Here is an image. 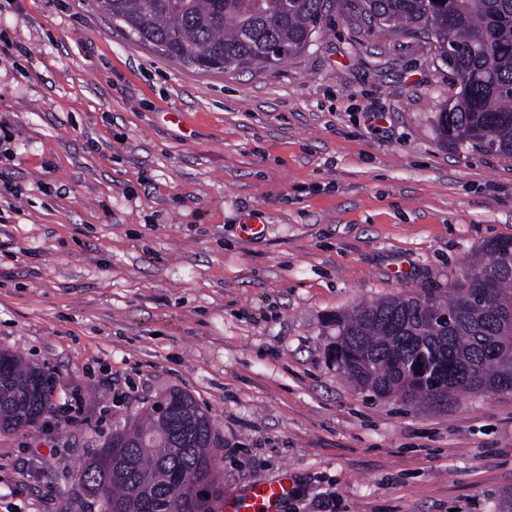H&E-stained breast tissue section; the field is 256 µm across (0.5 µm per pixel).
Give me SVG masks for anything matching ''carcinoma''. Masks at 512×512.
<instances>
[{
  "mask_svg": "<svg viewBox=\"0 0 512 512\" xmlns=\"http://www.w3.org/2000/svg\"><path fill=\"white\" fill-rule=\"evenodd\" d=\"M333 0H96L128 35L209 71L276 65L312 41ZM379 29L420 35L457 91L435 115L442 141L512 158V0H359ZM467 288L393 297L336 318L333 360L359 389L404 404L489 395L512 381V236L486 240ZM53 377L0 350V433L51 410ZM212 421L181 390L130 415L83 465L100 512H217L224 484ZM208 497H203V494Z\"/></svg>",
  "mask_w": 512,
  "mask_h": 512,
  "instance_id": "cac0c4a2",
  "label": "carcinoma"
}]
</instances>
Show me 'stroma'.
<instances>
[{"mask_svg": "<svg viewBox=\"0 0 512 512\" xmlns=\"http://www.w3.org/2000/svg\"><path fill=\"white\" fill-rule=\"evenodd\" d=\"M453 93L356 0L284 63L211 74L94 0H0V348L55 379L0 434V512H98L85 461L172 389L210 416L225 495L284 477L278 512H512V393L405 405L328 355L336 315L447 295L512 236V159L437 136Z\"/></svg>", "mask_w": 512, "mask_h": 512, "instance_id": "35a3bbf8", "label": "stroma"}]
</instances>
